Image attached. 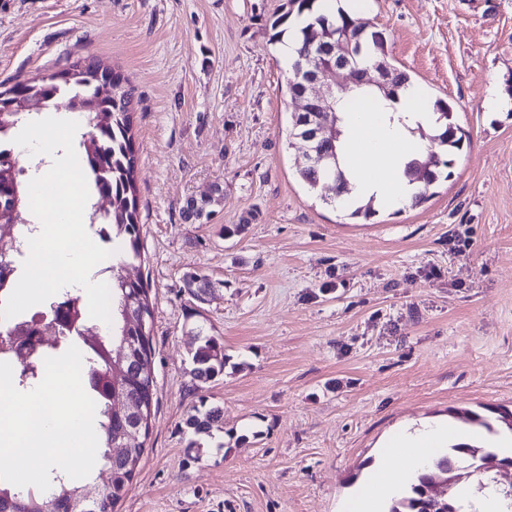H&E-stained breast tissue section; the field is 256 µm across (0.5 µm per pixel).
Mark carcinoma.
Wrapping results in <instances>:
<instances>
[{"label":"carcinoma","mask_w":512,"mask_h":512,"mask_svg":"<svg viewBox=\"0 0 512 512\" xmlns=\"http://www.w3.org/2000/svg\"><path fill=\"white\" fill-rule=\"evenodd\" d=\"M289 9L273 22L277 29L275 36L285 32H294L297 36L298 59L292 64L293 72L308 68L313 59L310 58L308 46L311 44L317 30L330 32L339 36L350 35L348 49L354 58L358 59L365 53H370L373 63L389 67L395 72V87L390 97L383 98L376 94L371 99L355 103V107H369L376 112H388L399 92L405 90L410 83L407 73L401 71L390 59L386 41L378 31L368 32L353 14L338 9L337 14H325L318 11L320 0H288ZM96 61L89 59L71 65L74 79L71 84L57 80L52 74L40 80H31L26 87L31 95L50 98L52 95L76 94L91 95L92 87L80 88L77 82L84 79V73L95 67ZM114 92L112 101L102 100L104 113L87 112L83 114L84 127L87 131L81 133L78 147L82 154V170L86 176L89 197L102 194L112 199L111 208L104 214L97 213L95 204L87 202L89 213L96 216L95 223L108 226L112 234L122 238L125 250L112 260V283L110 292L112 298V323L109 332L88 339L82 319H72L71 291L64 288L58 292V299L49 304L48 312L62 320L63 326L58 328L63 348L80 345L86 352L88 368V386L94 393L99 425L100 455L102 461L100 472L107 473V481L100 476L90 477L82 483L75 482L63 471L51 469V485L45 494L28 490L23 492L14 484L0 480V503L8 499L18 498L25 503V512H46L50 507L54 512H70L64 505L70 500L86 496L97 498L98 512H114L115 505L126 495L133 482L145 451V434L149 433L154 399L153 356L150 350L145 354L143 370L130 372L125 376L114 373V365L127 367V362L116 358V351L122 343L126 332L133 331L135 323L126 319L129 301L134 299L138 308L153 314L152 304L144 283L128 281L125 274L127 266L141 258V233L137 207L136 158L135 145L131 134L133 116V88L115 74L113 75ZM437 121L440 122V133L431 139L448 149L453 154L463 148L466 134L455 123L450 106L441 100L434 103ZM40 119V113L30 112L19 104L11 112L0 111V183L18 186L21 206L29 208L28 184L30 176L19 164L12 146V137L20 124H27ZM432 166L434 176L420 183V190L413 196L412 205L417 206L427 199L428 188L436 183L443 174V169L452 165V160L443 159L431 152L421 159L409 161L405 170L420 169ZM300 177L316 190L326 184L342 185L345 175L342 170L330 172L324 168L304 166L299 170ZM3 210L0 211V301L5 300L14 289L17 272V256L20 254L21 231L11 223V200L9 197L0 198ZM211 199L188 198L181 207L185 222L200 224L209 218L208 206ZM351 219L367 220L377 213L374 201L350 204L347 207ZM27 328V335H36L34 327L27 322L18 321L8 326L0 324V362L19 366L13 370V382L19 390H29L36 387L43 378L44 360L39 352L22 361L21 350L10 342V336L20 328ZM198 345L191 355V373L195 380L207 383L224 373L226 355L224 345L215 337L197 334ZM126 394L127 408L123 411L114 409L112 399ZM140 414L144 420V435L129 442L123 458L112 460L109 455L112 441L127 428V418ZM223 414L217 407H205L200 404L193 407L184 421L185 431L191 435L189 449L202 451L201 441L213 438L214 432L223 430ZM485 460L492 466L476 474L478 489L482 490L494 485L497 492L507 500L505 512H512V484L506 485L497 478L498 468L508 464L512 466V455L503 456L497 449L470 444H452L443 455L433 459L430 465L419 472L410 482L408 488L393 500L388 512H441L437 507L436 488L439 481L448 476V462H453L458 470L476 469L477 463ZM446 512H477L471 503L469 492L463 484L455 482L448 485V496L444 498Z\"/></svg>","instance_id":"cac0c4a2"}]
</instances>
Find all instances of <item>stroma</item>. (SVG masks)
I'll use <instances>...</instances> for the list:
<instances>
[{
	"mask_svg": "<svg viewBox=\"0 0 512 512\" xmlns=\"http://www.w3.org/2000/svg\"><path fill=\"white\" fill-rule=\"evenodd\" d=\"M285 2L0 0V90L85 58L134 89L128 272L154 308L157 404L116 512H345L394 432L512 409V109L486 108L512 78V0H349L469 138L426 201L367 220L299 176L271 30ZM191 196L211 197L207 223H183ZM200 326L228 358L202 389ZM202 399L224 429L191 461L181 427Z\"/></svg>",
	"mask_w": 512,
	"mask_h": 512,
	"instance_id": "obj_1",
	"label": "stroma"
}]
</instances>
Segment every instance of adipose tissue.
<instances>
[{
    "mask_svg": "<svg viewBox=\"0 0 512 512\" xmlns=\"http://www.w3.org/2000/svg\"><path fill=\"white\" fill-rule=\"evenodd\" d=\"M344 124L338 160L349 182L346 200L372 196L394 208L410 203L417 187L404 176V165L424 151V144L410 138L404 126L389 124L381 114L366 109L346 113ZM449 437L447 427L440 425L404 429L389 445L406 454L407 469L415 472L447 449Z\"/></svg>",
    "mask_w": 512,
    "mask_h": 512,
    "instance_id": "ef3b65f1",
    "label": "adipose tissue"
}]
</instances>
